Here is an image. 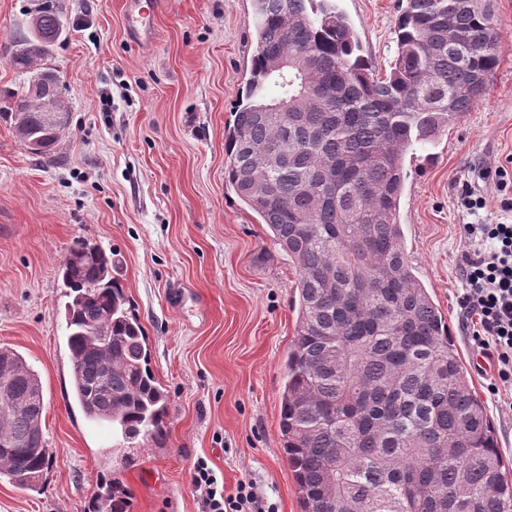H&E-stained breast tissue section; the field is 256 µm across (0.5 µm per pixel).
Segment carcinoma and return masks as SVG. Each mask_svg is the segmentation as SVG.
Listing matches in <instances>:
<instances>
[{
  "instance_id": "cac0c4a2",
  "label": "carcinoma",
  "mask_w": 512,
  "mask_h": 512,
  "mask_svg": "<svg viewBox=\"0 0 512 512\" xmlns=\"http://www.w3.org/2000/svg\"><path fill=\"white\" fill-rule=\"evenodd\" d=\"M256 49L226 139L225 179L294 263L295 334L279 436L302 512H512V461L466 375L448 324L414 273L399 205L406 158L485 94L500 46L491 0H405L381 76L336 0H252ZM61 35L40 10L6 47L22 74ZM288 59V78L271 61ZM288 99L283 124L264 94ZM19 141L42 129L43 97L9 95ZM112 253L78 242L62 261L74 396L123 442L165 433L167 395L127 308ZM39 375L0 348V478L39 488L53 461Z\"/></svg>"
}]
</instances>
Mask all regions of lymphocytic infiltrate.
I'll return each instance as SVG.
<instances>
[{
    "label": "lymphocytic infiltrate",
    "instance_id": "lymphocytic-infiltrate-1",
    "mask_svg": "<svg viewBox=\"0 0 512 512\" xmlns=\"http://www.w3.org/2000/svg\"><path fill=\"white\" fill-rule=\"evenodd\" d=\"M459 203L473 218L465 227L468 236L480 243L465 257L461 303L472 318L473 336L494 360L493 391L512 393V223L486 222L481 211L487 201L473 188L462 191ZM192 480L202 493L205 512H266L253 483L241 482L235 494H225L206 460L197 461Z\"/></svg>",
    "mask_w": 512,
    "mask_h": 512
}]
</instances>
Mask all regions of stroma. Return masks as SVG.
<instances>
[{"instance_id": "stroma-1", "label": "stroma", "mask_w": 512, "mask_h": 512, "mask_svg": "<svg viewBox=\"0 0 512 512\" xmlns=\"http://www.w3.org/2000/svg\"><path fill=\"white\" fill-rule=\"evenodd\" d=\"M63 33L48 59L68 108L51 157L28 152L4 119L25 78L5 53L43 0H0V347L38 373L51 468L32 492L0 481V512H98L116 482L128 512H203L198 459L225 494L252 481L277 512H301L280 447L283 361L294 335L295 269L226 183L225 131L256 47L252 0H164L152 46L131 44L122 0H50ZM500 64L483 98L415 157L399 210L415 274L439 305L467 376L512 459L500 411L457 303L470 216L463 183L498 221L499 193L480 170L512 158V0H493ZM363 54L385 74L396 56L398 0H337ZM114 251L130 309L169 396L163 439L120 445L86 419L72 389L59 265L79 240ZM186 291L177 303L175 291Z\"/></svg>"}]
</instances>
